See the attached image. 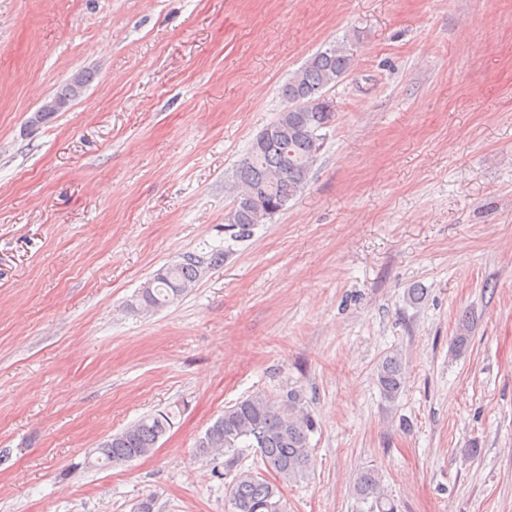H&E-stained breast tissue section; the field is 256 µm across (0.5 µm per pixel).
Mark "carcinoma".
Returning a JSON list of instances; mask_svg holds the SVG:
<instances>
[{"label": "carcinoma", "instance_id": "cac0c4a2", "mask_svg": "<svg viewBox=\"0 0 512 512\" xmlns=\"http://www.w3.org/2000/svg\"><path fill=\"white\" fill-rule=\"evenodd\" d=\"M350 64L346 46L337 44L313 55L282 86L281 94L287 102H303L308 108L279 113L268 124L272 132L262 139L254 138L236 168V195L227 223L237 225L239 232L250 231L253 225L269 218L268 211L284 209L289 200L305 190L315 162L312 137L335 116L322 110V98L344 77ZM85 82L82 77L74 79L55 98L76 100ZM223 264L222 251L206 256L184 254L141 288L140 310L157 311L175 304L207 270ZM377 378L384 397L395 399L404 384L401 358L395 353L386 356L378 365ZM173 419L174 412L168 410L142 417L100 442L94 449L95 460L89 465L116 466L148 455L170 430ZM315 430L316 420L301 391L291 389L275 397L255 394L225 407L197 448L203 455L228 456L225 467L229 471L237 465V449H255L273 480L240 472L230 491L232 512H283L280 483H297L308 476L312 467L309 437ZM354 491L358 500L369 505L368 512H395L374 470L359 473Z\"/></svg>", "mask_w": 512, "mask_h": 512}]
</instances>
